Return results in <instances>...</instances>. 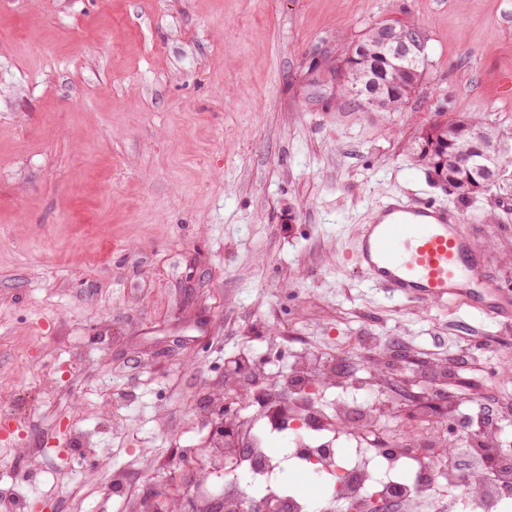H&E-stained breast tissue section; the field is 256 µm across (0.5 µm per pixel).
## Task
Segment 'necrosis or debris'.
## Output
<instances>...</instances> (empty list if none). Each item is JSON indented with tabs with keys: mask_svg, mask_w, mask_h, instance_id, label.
<instances>
[{
	"mask_svg": "<svg viewBox=\"0 0 512 512\" xmlns=\"http://www.w3.org/2000/svg\"><path fill=\"white\" fill-rule=\"evenodd\" d=\"M386 388L379 370L353 377L327 368L316 353L294 355L282 382L268 385L262 399L243 396L229 416L228 430L241 434L242 447L209 437L207 462L193 471L187 493L192 512H311L283 478L291 466L317 477L329 498L351 512H421L427 497L439 512H503L512 488V458L497 453L503 425L476 429L469 413H460V427L473 431V447L492 451L502 473L496 481L481 467L465 475L449 464L437 429L407 446L387 440L381 417L392 401ZM282 403L286 419L271 423L268 408ZM354 414L359 428L352 431L346 422ZM251 486L260 488L258 497L248 494Z\"/></svg>",
	"mask_w": 512,
	"mask_h": 512,
	"instance_id": "obj_1",
	"label": "necrosis or debris"
}]
</instances>
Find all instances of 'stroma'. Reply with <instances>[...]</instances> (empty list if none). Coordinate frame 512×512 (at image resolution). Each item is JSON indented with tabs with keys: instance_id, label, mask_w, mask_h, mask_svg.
Here are the masks:
<instances>
[{
	"instance_id": "stroma-1",
	"label": "stroma",
	"mask_w": 512,
	"mask_h": 512,
	"mask_svg": "<svg viewBox=\"0 0 512 512\" xmlns=\"http://www.w3.org/2000/svg\"><path fill=\"white\" fill-rule=\"evenodd\" d=\"M390 19L421 26L427 61L373 112L337 72ZM510 76L512 0H0V482L45 512H181L179 451L204 455L197 413L239 395L236 361L272 380L346 336L385 338L414 412L512 422V317L403 303L356 266L372 211L424 190L512 290V186L459 198L412 150L443 114L512 144Z\"/></svg>"
}]
</instances>
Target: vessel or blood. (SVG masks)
Instances as JSON below:
<instances>
[{
	"label": "vessel or blood",
	"mask_w": 512,
	"mask_h": 512,
	"mask_svg": "<svg viewBox=\"0 0 512 512\" xmlns=\"http://www.w3.org/2000/svg\"><path fill=\"white\" fill-rule=\"evenodd\" d=\"M356 261L366 280L404 302L457 301L487 315L512 311L453 203L394 195L363 225Z\"/></svg>",
	"instance_id": "vessel-or-blood-1"
}]
</instances>
